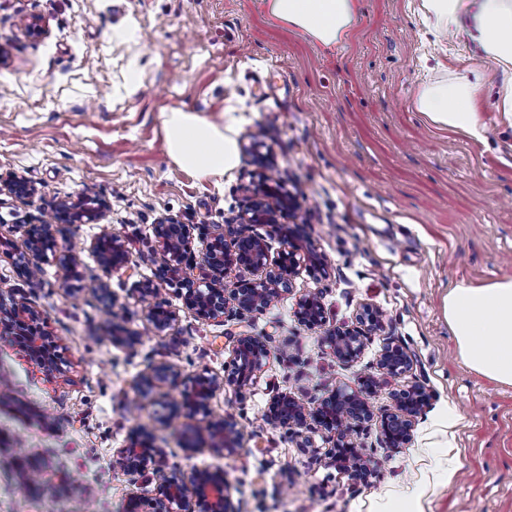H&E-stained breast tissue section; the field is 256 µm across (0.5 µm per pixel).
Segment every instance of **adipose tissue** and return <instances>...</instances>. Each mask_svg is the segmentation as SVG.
<instances>
[{"label": "adipose tissue", "instance_id": "1", "mask_svg": "<svg viewBox=\"0 0 512 512\" xmlns=\"http://www.w3.org/2000/svg\"><path fill=\"white\" fill-rule=\"evenodd\" d=\"M268 15L311 41L333 48L344 43L358 23L356 0H263ZM436 34L461 30L485 60L506 71L497 109L512 124V0H422ZM481 77L443 76L420 84L411 106L431 123L484 141L487 127L476 110ZM166 153L198 179L219 182L238 163L235 138L223 120L177 110L163 121ZM459 354L473 371L512 385V279L450 288L444 305Z\"/></svg>", "mask_w": 512, "mask_h": 512}]
</instances>
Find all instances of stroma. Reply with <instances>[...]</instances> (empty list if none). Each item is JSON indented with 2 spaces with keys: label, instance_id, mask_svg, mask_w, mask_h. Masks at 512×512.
I'll list each match as a JSON object with an SVG mask.
<instances>
[{
  "label": "stroma",
  "instance_id": "obj_1",
  "mask_svg": "<svg viewBox=\"0 0 512 512\" xmlns=\"http://www.w3.org/2000/svg\"><path fill=\"white\" fill-rule=\"evenodd\" d=\"M358 6L351 40L325 49L270 18L262 0H0L9 55L0 175H25L39 189L28 203L0 196V289L41 313L64 358L45 367L0 341L11 385L0 402V512H122L130 495H154L153 472L131 478L110 467L137 426L153 432L168 465L223 466L240 512H512V386L463 363L443 308L451 284L512 279V130L493 106L505 75L465 34L437 37L419 0ZM29 17L43 20L45 36L25 32ZM478 65L488 142L435 129L412 110L421 81ZM177 108L227 115L238 143L258 135L267 173L298 199V228L327 277L301 275L244 320L198 318L164 283L159 298L179 319L162 332L149 325L136 286L158 267L154 224L172 216L192 225L201 254L206 227L231 223L258 179L244 153L219 185L172 164L162 121ZM67 197L106 199V223L53 225L78 266L66 273L50 261L27 281L15 252L28 226ZM104 227L128 240L131 270L105 276L89 249ZM103 277L122 303L120 321L141 338L135 350L112 343L93 289ZM308 291L321 292L333 326L352 324L364 303L382 312L383 329L357 361L340 363L321 331L298 323L295 304ZM243 330L269 337L271 354L253 384L225 386L211 402L239 423L235 455L185 456L180 440L197 417L158 422L178 390L127 411L149 363L187 378L223 375ZM390 340L408 350L434 400L406 447L362 432L377 467L368 482L330 463L323 432L301 448L265 422L277 393L312 407L328 388H357Z\"/></svg>",
  "mask_w": 512,
  "mask_h": 512
}]
</instances>
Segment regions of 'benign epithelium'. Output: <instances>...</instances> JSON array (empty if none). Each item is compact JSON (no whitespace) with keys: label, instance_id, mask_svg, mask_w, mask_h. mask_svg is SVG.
I'll return each instance as SVG.
<instances>
[{"label":"benign epithelium","instance_id":"7a95c632","mask_svg":"<svg viewBox=\"0 0 512 512\" xmlns=\"http://www.w3.org/2000/svg\"><path fill=\"white\" fill-rule=\"evenodd\" d=\"M26 201L34 198L39 189L24 175L14 173L0 179V194ZM299 210L296 198L281 192L279 184L264 177L249 191L246 207L235 221L227 226L212 224L207 229L206 245L200 267L204 274L198 281L183 282L182 298L185 307L197 317L217 319L234 316L243 319L266 309L273 300L293 289L302 272L317 277L325 276L326 265L311 244H305L287 225L289 216ZM109 205L98 200L87 207L80 200L62 199L51 213L39 224L26 232L25 247L19 251L16 264L19 272L29 281L39 278L36 271L42 269L41 261L53 256L60 268L72 271L77 257L68 250L56 249L54 240L47 233L53 223L100 224L108 216ZM270 228L269 234H277L282 247L271 254L264 236L251 232L252 227ZM191 229L172 217H166L153 225L155 242L163 256V277L180 278L183 266L191 259ZM89 249L99 265L109 275L130 269L132 253L121 235L103 231L94 237ZM236 268L250 277H239L228 284L224 280L226 270ZM138 301L146 320L157 330H165L178 320L177 312L158 301L160 288L152 281L138 284ZM0 314L8 316L10 327L1 340L24 337L22 347L39 364L52 367L57 361L47 363L40 359L47 343L54 337L47 330L38 311L26 302L5 297L0 290ZM294 315L308 329L323 330V342L331 354L343 363H351L361 355L368 333L382 328V316L368 304L359 308L357 325L352 327H326L327 319L322 297L308 293L299 298ZM111 312L112 344L132 350L139 343V336L115 321ZM270 349L265 340L247 331L235 336V348L228 374L200 375L190 383L183 382L179 367L157 362L148 365L140 374L138 390L146 397L161 385L182 387L180 400L172 403L167 422L186 412L201 414L205 425L195 431V437L182 443L188 457L205 447L223 458L235 454L241 447L242 434L237 420L232 416H215L208 406L212 397L224 386L232 385L241 391L249 386L263 370ZM413 361L407 351L393 342L386 343L376 362L375 371L364 376L359 387L332 388L320 399L317 407L310 409L286 392L274 395L264 413L265 421L274 427L288 430L294 437L315 424L333 437L334 463L352 481L364 482L372 475L373 466L364 457L365 449L357 446L355 435L374 426L381 443L387 448H404L412 440L418 417L433 399L427 388L409 382L392 391L394 406L375 415L370 412L368 400L378 390L406 375ZM153 434L137 428L128 441L113 453L119 462L118 471L130 475H143L152 460ZM159 480V497L155 499L130 498L124 512H194L192 505L203 506V512H238L233 504L226 474L221 467L194 469L185 473L177 468L166 472L154 469Z\"/></svg>","mask_w":512,"mask_h":512}]
</instances>
